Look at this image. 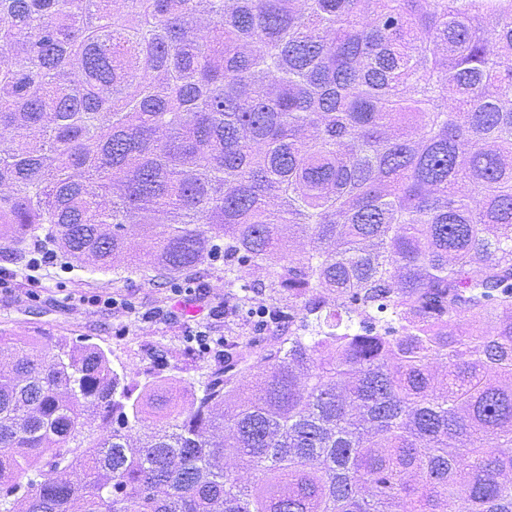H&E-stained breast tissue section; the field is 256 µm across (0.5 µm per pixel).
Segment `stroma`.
<instances>
[{
    "label": "stroma",
    "mask_w": 512,
    "mask_h": 512,
    "mask_svg": "<svg viewBox=\"0 0 512 512\" xmlns=\"http://www.w3.org/2000/svg\"><path fill=\"white\" fill-rule=\"evenodd\" d=\"M46 237V227H39L0 254V272L12 278L11 287L0 289V331L74 342L90 338L107 351L114 367L176 382L178 404L193 401L195 387L222 364L224 352L243 365L256 364L300 324L288 315V294L279 288L273 267H251L246 277L253 304L272 313L263 320L231 299L220 258L166 277L133 267H82L62 256L30 279L27 262ZM108 298L117 308L105 307ZM200 329L216 341L210 353H199L190 343Z\"/></svg>",
    "instance_id": "35a3bbf8"
}]
</instances>
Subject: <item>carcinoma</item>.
<instances>
[{
  "label": "carcinoma",
  "mask_w": 512,
  "mask_h": 512,
  "mask_svg": "<svg viewBox=\"0 0 512 512\" xmlns=\"http://www.w3.org/2000/svg\"><path fill=\"white\" fill-rule=\"evenodd\" d=\"M37 224L277 265L302 320L187 409L0 331V512H512V0H0V244Z\"/></svg>",
  "instance_id": "carcinoma-1"
}]
</instances>
